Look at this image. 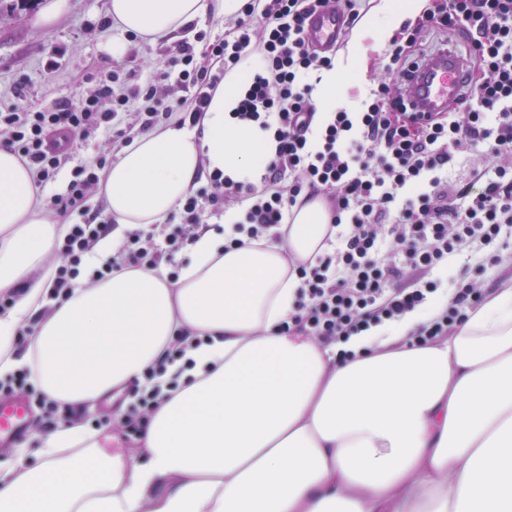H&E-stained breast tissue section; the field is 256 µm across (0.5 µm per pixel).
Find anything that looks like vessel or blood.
Returning a JSON list of instances; mask_svg holds the SVG:
<instances>
[{"label": "vessel or blood", "instance_id": "1", "mask_svg": "<svg viewBox=\"0 0 512 512\" xmlns=\"http://www.w3.org/2000/svg\"><path fill=\"white\" fill-rule=\"evenodd\" d=\"M348 34L346 17L326 9L313 13L306 27L307 39L321 51L336 48ZM476 91L474 67L455 51L430 54L408 79L405 99L412 112H450ZM29 410L22 402L0 403V445L19 441L26 433Z\"/></svg>", "mask_w": 512, "mask_h": 512}]
</instances>
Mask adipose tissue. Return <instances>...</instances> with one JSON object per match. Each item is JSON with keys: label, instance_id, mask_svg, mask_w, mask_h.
Wrapping results in <instances>:
<instances>
[{"label": "adipose tissue", "instance_id": "ef3b65f1", "mask_svg": "<svg viewBox=\"0 0 512 512\" xmlns=\"http://www.w3.org/2000/svg\"><path fill=\"white\" fill-rule=\"evenodd\" d=\"M246 2L108 0L107 15L154 42ZM431 7L379 0L323 71L318 111H334L343 85L366 76L368 50ZM253 67L244 61L217 86L200 131L138 135L103 167L113 228L88 268L105 266L127 232L166 220L203 172L257 180L270 143L232 116ZM226 219L193 238L177 279L163 266L126 269L92 286L75 280L69 299L53 300L47 258L68 229L0 147V294L12 298L0 309V377L32 366L42 395L70 408L160 387L141 455L117 433L57 423L38 465L0 459V512H512V279L448 335L412 338L430 308L326 344L279 329L301 286L293 265L327 249L323 201L294 208L279 240L234 243L238 215ZM183 332L201 344L147 381Z\"/></svg>", "mask_w": 512, "mask_h": 512}]
</instances>
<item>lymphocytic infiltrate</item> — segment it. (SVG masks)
<instances>
[{
  "instance_id": "obj_1",
  "label": "lymphocytic infiltrate",
  "mask_w": 512,
  "mask_h": 512,
  "mask_svg": "<svg viewBox=\"0 0 512 512\" xmlns=\"http://www.w3.org/2000/svg\"><path fill=\"white\" fill-rule=\"evenodd\" d=\"M361 2L266 0L259 8L247 0L234 28L206 47L218 70L198 65L193 45L183 43L166 70L148 72L135 87L121 85L110 72L79 103L60 100L35 112L0 108V145L27 162L42 189L70 168L65 192L52 195L50 204L64 211L82 206L99 176L96 164L77 161L79 145L92 138L112 143L121 114L132 107L143 132L163 120L197 124L211 90L245 59L257 58L234 116L256 125L272 145L260 183L210 174L208 186L180 204L176 233L159 241L151 232H129L111 265L93 278L173 264L181 243L201 224L236 206L242 214L237 232L279 237L292 208L319 197L337 229L333 248L298 265L300 297L281 328L345 342L433 302L435 282L395 287L405 271L431 272L464 244H490L512 224V0H441L422 22H404L395 32L385 76L370 89L363 111L319 113L312 78L333 59L310 46L306 21L332 7L358 23ZM436 30L464 32L479 73L477 90L462 110L420 122L402 104L399 82L423 55V32ZM111 222L99 209L71 225L56 247L51 298L70 296L84 256ZM482 298L473 285L457 289L418 338L447 334Z\"/></svg>"
}]
</instances>
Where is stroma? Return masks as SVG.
Instances as JSON below:
<instances>
[{"label":"stroma","instance_id":"1","mask_svg":"<svg viewBox=\"0 0 512 512\" xmlns=\"http://www.w3.org/2000/svg\"><path fill=\"white\" fill-rule=\"evenodd\" d=\"M234 23V18L209 11L177 38L150 44L109 24L106 0H38L18 16L0 20V103L39 110L62 99L76 102L93 92L98 76L111 70L137 83L141 71L164 67L195 32L212 38ZM113 41L123 45L121 56L108 53ZM51 59L56 62L52 69L47 66ZM20 82L25 88L18 97L14 88ZM429 277L444 288L472 282L485 292L512 278V227L503 228L482 252L467 248L454 255Z\"/></svg>","mask_w":512,"mask_h":512}]
</instances>
